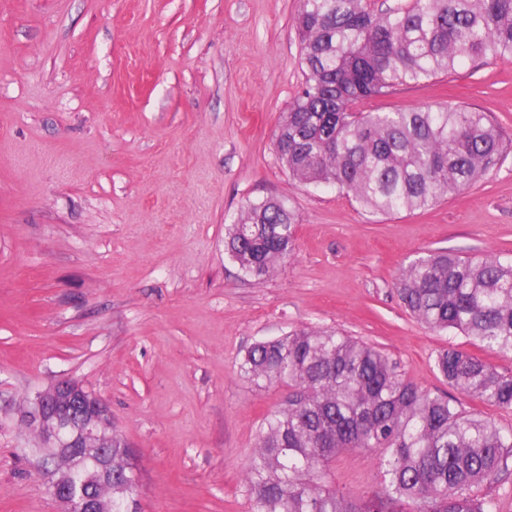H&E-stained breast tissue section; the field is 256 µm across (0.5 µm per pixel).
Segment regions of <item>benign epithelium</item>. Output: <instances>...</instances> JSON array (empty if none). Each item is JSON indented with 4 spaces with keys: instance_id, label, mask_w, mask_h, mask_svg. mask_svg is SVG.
Here are the masks:
<instances>
[{
    "instance_id": "7a95c632",
    "label": "benign epithelium",
    "mask_w": 512,
    "mask_h": 512,
    "mask_svg": "<svg viewBox=\"0 0 512 512\" xmlns=\"http://www.w3.org/2000/svg\"><path fill=\"white\" fill-rule=\"evenodd\" d=\"M24 425L43 437V470L63 512H112V420L107 405L92 391L62 380L31 399L20 413ZM91 459L92 485L76 496L71 482Z\"/></svg>"
}]
</instances>
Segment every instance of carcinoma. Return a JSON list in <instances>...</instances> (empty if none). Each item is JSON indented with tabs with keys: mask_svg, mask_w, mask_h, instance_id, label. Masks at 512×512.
<instances>
[{
	"mask_svg": "<svg viewBox=\"0 0 512 512\" xmlns=\"http://www.w3.org/2000/svg\"><path fill=\"white\" fill-rule=\"evenodd\" d=\"M295 27L307 71L274 139L293 179L334 187L365 211L427 210L494 170L508 150L487 112L460 104L362 112L356 104L402 85L447 76L466 60L512 61V0H301ZM298 215L280 198L242 205L225 225L227 254L260 281L292 256ZM399 297L433 332L455 331L487 352L512 354V258L431 251L398 277ZM435 365L461 394L512 410V377L450 346ZM241 370L286 383L288 405L260 426L243 482L252 512H498L482 491L512 454L503 429L458 401L397 374L383 352L342 333L303 327L261 340ZM114 448L123 486L116 512H133V451ZM355 449L378 454L381 483L359 499L332 485L329 464Z\"/></svg>",
	"mask_w": 512,
	"mask_h": 512,
	"instance_id": "1",
	"label": "carcinoma"
}]
</instances>
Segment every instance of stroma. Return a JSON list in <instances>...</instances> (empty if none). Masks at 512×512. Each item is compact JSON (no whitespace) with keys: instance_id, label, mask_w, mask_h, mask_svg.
Wrapping results in <instances>:
<instances>
[{"instance_id":"35a3bbf8","label":"stroma","mask_w":512,"mask_h":512,"mask_svg":"<svg viewBox=\"0 0 512 512\" xmlns=\"http://www.w3.org/2000/svg\"><path fill=\"white\" fill-rule=\"evenodd\" d=\"M300 0H0V512H60L37 439L36 393L75 379L135 451L137 512H250L242 483L284 385L240 369L255 342L303 326L383 351L439 396L461 335L403 306L396 276L433 250L512 255V153L422 212L375 216L294 181L274 134L306 80ZM468 104L512 139V62L469 61L372 109ZM285 199L298 248L246 277L224 227L246 201ZM354 496L377 455L331 466Z\"/></svg>"}]
</instances>
